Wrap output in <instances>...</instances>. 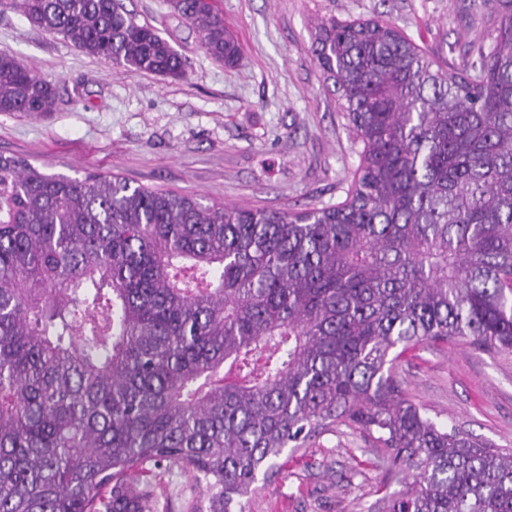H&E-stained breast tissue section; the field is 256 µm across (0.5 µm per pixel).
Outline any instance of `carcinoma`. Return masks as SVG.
<instances>
[{
	"mask_svg": "<svg viewBox=\"0 0 512 512\" xmlns=\"http://www.w3.org/2000/svg\"><path fill=\"white\" fill-rule=\"evenodd\" d=\"M215 61V0H170ZM136 74L182 57L119 0H0ZM471 75L383 19L311 52L363 144L351 194L297 212L51 175L0 154V512H154L166 462L232 512L290 448L345 426L411 470L382 512H512V449L439 427L396 371L419 345L512 352V14ZM51 81L0 54V113Z\"/></svg>",
	"mask_w": 512,
	"mask_h": 512,
	"instance_id": "1",
	"label": "carcinoma"
}]
</instances>
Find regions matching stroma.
Returning <instances> with one entry per match:
<instances>
[{"label": "stroma", "mask_w": 512, "mask_h": 512, "mask_svg": "<svg viewBox=\"0 0 512 512\" xmlns=\"http://www.w3.org/2000/svg\"><path fill=\"white\" fill-rule=\"evenodd\" d=\"M185 59V75L134 74L0 12V53L55 87L51 112L0 113V153L48 174L94 172L148 186L277 211L331 206L352 188L362 149L309 48L326 18L391 22L444 68L470 69L490 44L489 19L512 0H218L242 55L227 68L206 54L168 0H122ZM411 399L438 424L512 448V352L457 342L421 346L397 363ZM280 476L258 481L244 512H377L405 488L402 468L378 461L345 427L283 454ZM156 512H192L202 488L161 466Z\"/></svg>", "instance_id": "35a3bbf8"}]
</instances>
